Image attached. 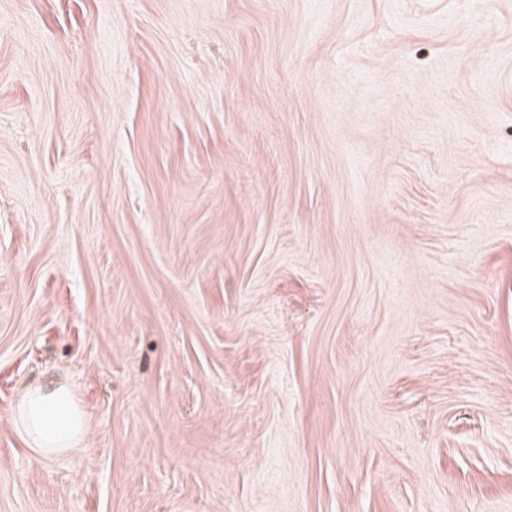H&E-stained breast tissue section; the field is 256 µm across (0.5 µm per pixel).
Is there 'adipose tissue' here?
Wrapping results in <instances>:
<instances>
[{"label": "adipose tissue", "mask_w": 512, "mask_h": 512, "mask_svg": "<svg viewBox=\"0 0 512 512\" xmlns=\"http://www.w3.org/2000/svg\"><path fill=\"white\" fill-rule=\"evenodd\" d=\"M16 418L31 446L44 454L72 447L86 431L85 415L64 386L42 385L21 401Z\"/></svg>", "instance_id": "obj_1"}]
</instances>
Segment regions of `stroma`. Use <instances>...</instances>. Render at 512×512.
<instances>
[{
  "label": "stroma",
  "instance_id": "1",
  "mask_svg": "<svg viewBox=\"0 0 512 512\" xmlns=\"http://www.w3.org/2000/svg\"><path fill=\"white\" fill-rule=\"evenodd\" d=\"M0 512H512V0H0ZM17 420L30 447L38 448L41 454L72 447L86 431L85 414L79 410L73 393L61 385L32 389L18 407Z\"/></svg>",
  "mask_w": 512,
  "mask_h": 512
}]
</instances>
